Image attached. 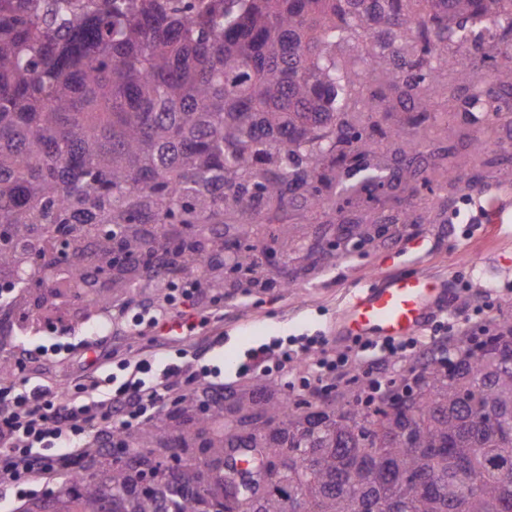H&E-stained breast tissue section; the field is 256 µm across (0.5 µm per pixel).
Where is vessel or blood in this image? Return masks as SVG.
Masks as SVG:
<instances>
[{"label":"vessel or blood","mask_w":512,"mask_h":512,"mask_svg":"<svg viewBox=\"0 0 512 512\" xmlns=\"http://www.w3.org/2000/svg\"><path fill=\"white\" fill-rule=\"evenodd\" d=\"M442 291L423 274L375 275L341 312L336 332L373 339L413 336L427 326Z\"/></svg>","instance_id":"b4317fda"}]
</instances>
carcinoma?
I'll list each match as a JSON object with an SVG mask.
<instances>
[{
    "label": "carcinoma",
    "instance_id": "obj_1",
    "mask_svg": "<svg viewBox=\"0 0 512 512\" xmlns=\"http://www.w3.org/2000/svg\"><path fill=\"white\" fill-rule=\"evenodd\" d=\"M505 14L512 0H0V328L70 308L110 322L147 288H287L288 259L336 262L323 240L370 229L264 212L371 191L373 82L419 135L437 67L485 48L502 63L468 106L497 117L512 24H485ZM360 34L356 71L336 51ZM351 380L311 399L267 376L197 387L24 512H512L511 323Z\"/></svg>",
    "mask_w": 512,
    "mask_h": 512
}]
</instances>
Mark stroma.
I'll use <instances>...</instances> for the list:
<instances>
[{
	"instance_id": "1",
	"label": "stroma",
	"mask_w": 512,
	"mask_h": 512,
	"mask_svg": "<svg viewBox=\"0 0 512 512\" xmlns=\"http://www.w3.org/2000/svg\"><path fill=\"white\" fill-rule=\"evenodd\" d=\"M434 103L436 118L421 138L375 137L372 161L396 174L384 190L360 192L339 208L315 214L297 200L280 216L284 224H375L383 229L375 240L356 251L343 249L335 265L299 275L288 288L229 290L218 304L200 298L195 308L210 318L200 335L174 337L160 328L149 338L127 318L106 330L103 349L116 361L161 351L184 357L194 367H207L205 383L218 390L267 375L310 395L321 387L320 360L339 353L348 354L350 362L348 375L336 378L337 389H346L352 374L383 381L395 373L392 364L372 367L379 349L336 334L337 316L376 274L418 272L445 280L446 297L418 334L419 349L428 348L436 332L445 331L452 320L512 322V119L490 124L485 151L476 156L466 145L454 101L443 94ZM448 153L455 161L452 186L433 178ZM470 189L505 203L501 221L509 235L466 233V224L478 218L476 203L466 196ZM52 325L71 344L86 335L67 314L49 322L35 320L23 333L0 336V357L46 343ZM305 345L311 348L310 362L300 369L298 350ZM79 358L75 351L48 362L38 360L30 364L28 375L61 389L81 375ZM246 365L251 368L247 374L242 371Z\"/></svg>"
}]
</instances>
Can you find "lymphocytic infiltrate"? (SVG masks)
<instances>
[{
  "mask_svg": "<svg viewBox=\"0 0 512 512\" xmlns=\"http://www.w3.org/2000/svg\"><path fill=\"white\" fill-rule=\"evenodd\" d=\"M54 343L15 354V381L0 384V497L27 498L39 473L70 469L90 445L108 448L112 432L147 423L173 404L170 380L183 375L193 389L202 373L188 364L150 360L122 361L121 376L107 374L109 353L96 352L77 382L63 390L31 383L27 365L62 352Z\"/></svg>",
  "mask_w": 512,
  "mask_h": 512,
  "instance_id": "f902f5d3",
  "label": "lymphocytic infiltrate"
}]
</instances>
